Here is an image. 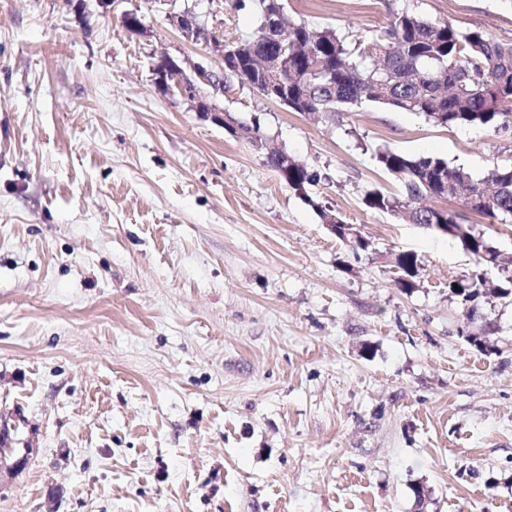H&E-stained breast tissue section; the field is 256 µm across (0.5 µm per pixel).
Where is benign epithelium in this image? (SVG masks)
<instances>
[{
    "instance_id": "1",
    "label": "benign epithelium",
    "mask_w": 512,
    "mask_h": 512,
    "mask_svg": "<svg viewBox=\"0 0 512 512\" xmlns=\"http://www.w3.org/2000/svg\"><path fill=\"white\" fill-rule=\"evenodd\" d=\"M168 21L176 27L181 36L191 42L201 38L208 39L213 50L220 53L223 65L214 70L202 65L194 67V78L184 74L182 67L171 57L163 55L155 62L152 68L154 82L171 94H179L189 99L198 97L201 86H209L215 91H224V81L234 78L240 84L257 90L258 82H263L274 89L282 85L284 71L288 68V34L283 31L276 21H269L264 27V35L277 43L276 52L267 55L262 66L257 70L243 72L234 58V51L227 50L224 41L215 35H206L204 28L197 22L195 15L190 11L167 13ZM224 129L236 136H245L257 145H263V136L247 127L236 124L229 115L222 117ZM322 224L328 231L347 242L362 238L360 231L354 224H341L336 218L335 210L323 207ZM20 416L17 414H0V470L15 472L24 469L35 449L26 447L24 453L19 455L14 450L13 435L18 428Z\"/></svg>"
}]
</instances>
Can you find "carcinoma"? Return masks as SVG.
Returning a JSON list of instances; mask_svg holds the SVG:
<instances>
[{
	"mask_svg": "<svg viewBox=\"0 0 512 512\" xmlns=\"http://www.w3.org/2000/svg\"><path fill=\"white\" fill-rule=\"evenodd\" d=\"M241 66L276 50V44L256 35L233 47ZM322 68L308 71L309 53ZM288 82L282 90L297 105L296 111L318 109L333 121L348 107L362 103L414 112L440 127L481 125L495 130L512 128V43L498 42L481 28L459 29L452 22H430L403 11L370 41L350 49L329 28L314 30L305 24H288ZM379 166L402 187L403 197L381 191L369 192L364 205L381 213H405L412 224H458L460 214L419 201L433 197L462 200L471 197L466 209L505 224L512 220V166L497 167L484 179L473 177L463 167H453L433 156H410L386 148L377 153ZM318 175L304 162L291 163L285 182L307 189ZM475 265L452 289L476 320L484 280L480 273L494 267L499 248L483 234L463 225L454 236ZM396 283L406 290L410 271L418 267L412 252L399 255Z\"/></svg>",
	"mask_w": 512,
	"mask_h": 512,
	"instance_id": "obj_1",
	"label": "carcinoma"
}]
</instances>
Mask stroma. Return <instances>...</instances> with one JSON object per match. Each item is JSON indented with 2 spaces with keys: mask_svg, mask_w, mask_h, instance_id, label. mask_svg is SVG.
<instances>
[{
  "mask_svg": "<svg viewBox=\"0 0 512 512\" xmlns=\"http://www.w3.org/2000/svg\"><path fill=\"white\" fill-rule=\"evenodd\" d=\"M347 44L409 11L512 41V0H284ZM139 9L149 34L128 32ZM226 44L256 0H176ZM156 0H0V413L35 454L0 512H512V300L470 322L455 240L366 208L386 148L475 178L512 130L365 105L324 122L229 79L197 99L167 55L219 68ZM212 116L201 112V105ZM320 175L354 252L217 116ZM413 252L401 290L395 256ZM482 334L481 344L470 337Z\"/></svg>",
  "mask_w": 512,
  "mask_h": 512,
  "instance_id": "35a3bbf8",
  "label": "stroma"
}]
</instances>
